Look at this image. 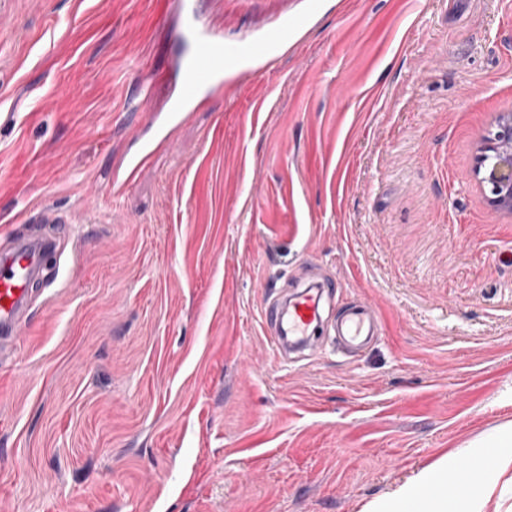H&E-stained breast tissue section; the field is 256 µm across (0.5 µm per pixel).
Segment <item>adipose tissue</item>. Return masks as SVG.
<instances>
[{
    "instance_id": "adipose-tissue-1",
    "label": "adipose tissue",
    "mask_w": 512,
    "mask_h": 512,
    "mask_svg": "<svg viewBox=\"0 0 512 512\" xmlns=\"http://www.w3.org/2000/svg\"><path fill=\"white\" fill-rule=\"evenodd\" d=\"M483 457L473 458L466 468L442 461L423 469L411 482L402 486L392 498L370 504V512H481L489 487L479 482ZM463 484L465 495L454 497L444 492L448 480Z\"/></svg>"
}]
</instances>
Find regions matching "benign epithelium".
Returning <instances> with one entry per match:
<instances>
[{
  "label": "benign epithelium",
  "instance_id": "benign-epithelium-1",
  "mask_svg": "<svg viewBox=\"0 0 512 512\" xmlns=\"http://www.w3.org/2000/svg\"><path fill=\"white\" fill-rule=\"evenodd\" d=\"M477 171L489 187L491 206L512 211V113L502 118L496 131L483 140Z\"/></svg>",
  "mask_w": 512,
  "mask_h": 512
}]
</instances>
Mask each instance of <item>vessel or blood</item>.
I'll return each mask as SVG.
<instances>
[{
    "instance_id": "vessel-or-blood-1",
    "label": "vessel or blood",
    "mask_w": 512,
    "mask_h": 512,
    "mask_svg": "<svg viewBox=\"0 0 512 512\" xmlns=\"http://www.w3.org/2000/svg\"><path fill=\"white\" fill-rule=\"evenodd\" d=\"M179 6L184 18L180 37L189 47L177 63L180 92L168 112L151 115L155 137L145 141L124 171L114 176L113 195H121L154 153L168 145L172 130L195 112L200 96L223 91L225 81L242 65L263 63L286 37V27L278 25L261 38L228 42L202 22L198 0H180ZM55 247L56 241L51 237H16L0 247V353L5 351L7 342L18 341L23 316L31 302L30 284L43 255ZM324 288V282L314 281L301 291L273 299L266 307L264 320L279 355L311 343L316 329L323 324L320 302ZM380 327L378 313L365 304L344 308L333 322L336 335L355 349L368 346Z\"/></svg>"
}]
</instances>
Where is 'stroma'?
<instances>
[{"instance_id": "35a3bbf8", "label": "stroma", "mask_w": 512, "mask_h": 512, "mask_svg": "<svg viewBox=\"0 0 512 512\" xmlns=\"http://www.w3.org/2000/svg\"><path fill=\"white\" fill-rule=\"evenodd\" d=\"M177 2L0 14V239L59 240L0 357V512H365L469 461L512 424V212L476 175L512 113V0H202L226 41L307 38L116 197L174 92ZM312 279L379 339L282 359L264 309Z\"/></svg>"}]
</instances>
